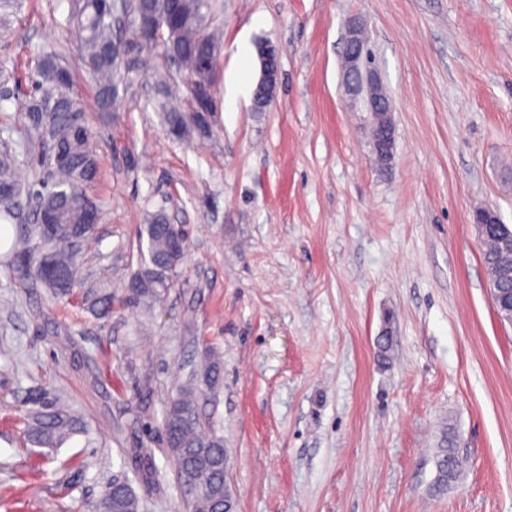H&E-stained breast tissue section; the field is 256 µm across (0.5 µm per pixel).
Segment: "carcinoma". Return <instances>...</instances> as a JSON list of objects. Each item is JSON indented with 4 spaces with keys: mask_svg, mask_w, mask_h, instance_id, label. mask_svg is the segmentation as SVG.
<instances>
[{
    "mask_svg": "<svg viewBox=\"0 0 512 512\" xmlns=\"http://www.w3.org/2000/svg\"><path fill=\"white\" fill-rule=\"evenodd\" d=\"M104 0H71V17L77 27L81 56L89 75L97 83L96 103L103 112H110L117 98V81L121 60L113 48L112 19L104 14ZM125 11L131 13L130 42L139 49L151 52L155 45L142 40L152 19L162 10L173 15L167 29L165 53L176 59L188 72L191 94L205 96L218 68V53L214 38L205 32L203 9L205 0H123ZM35 82L39 97L30 111L36 118V137L31 144L51 157L60 148L68 154L66 165L54 169V179L42 183L39 191H28L38 207L58 215L56 235L40 238V255L46 257L56 271V277L43 280L37 266H30L26 258L16 255L17 268L25 275L48 288L57 298L70 296L74 285L77 254L70 248L73 232L82 241L92 238L95 227L85 224V210L96 202L88 195L87 187L98 177V164L90 146L91 134L83 129L74 137L68 124L70 110L81 107L64 92L70 75L61 72L51 61L43 62ZM172 129L183 135L199 128L189 113H174L168 117ZM145 250L140 263L128 281L124 302L130 306L151 303L172 288L171 264L185 253V242L174 239L168 230L166 216L154 214L144 225ZM89 308L98 316L112 312V294L104 289L89 293ZM222 362L207 349L193 366L176 395L163 413L166 444L177 472L182 478L207 471L210 482L190 501L191 512H219L224 506V439L206 428L200 401L213 397L222 384ZM83 430L78 419L62 405H43L29 418V442L42 448H56ZM463 461L452 448H440L435 455L436 476L433 491L442 493ZM142 504L130 487L115 485L92 505V512H141Z\"/></svg>",
    "mask_w": 512,
    "mask_h": 512,
    "instance_id": "1",
    "label": "carcinoma"
}]
</instances>
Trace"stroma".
Here are the masks:
<instances>
[{
  "label": "stroma",
  "mask_w": 512,
  "mask_h": 512,
  "mask_svg": "<svg viewBox=\"0 0 512 512\" xmlns=\"http://www.w3.org/2000/svg\"><path fill=\"white\" fill-rule=\"evenodd\" d=\"M209 3V131L182 139L161 114L197 105L162 49L125 55L103 112L68 0H14L0 24V152L22 186L47 178L27 104L54 52L92 134L101 213L70 298L0 254V512H88L116 477L143 512H190L162 410L207 346L223 384L204 413L236 512H512V325L473 222L491 208L512 225V0ZM351 16L392 100L386 167L343 82ZM261 40L281 85L258 112L259 60L248 86L233 78ZM159 212L185 225L186 259L160 301L123 305ZM101 284L106 318L85 302ZM60 399L86 433L31 446L29 411ZM447 441L464 465L435 495Z\"/></svg>",
  "instance_id": "35a3bbf8"
}]
</instances>
